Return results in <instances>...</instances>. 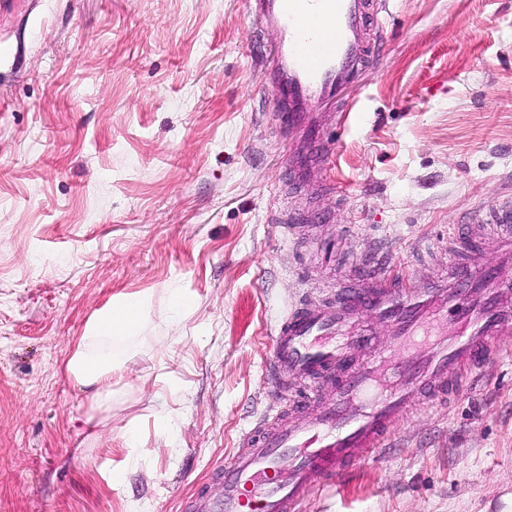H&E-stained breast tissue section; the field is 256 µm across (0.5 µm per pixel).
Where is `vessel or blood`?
<instances>
[{
	"label": "vessel or blood",
	"mask_w": 512,
	"mask_h": 512,
	"mask_svg": "<svg viewBox=\"0 0 512 512\" xmlns=\"http://www.w3.org/2000/svg\"><path fill=\"white\" fill-rule=\"evenodd\" d=\"M388 0H251L253 20L274 32L277 46L268 83L285 116L284 132L320 134L315 104L336 97L363 66L368 25ZM501 243L496 265L470 249L454 276L428 288L369 268L368 287L336 302L293 309L275 328L269 366L275 378L339 380L304 424L274 414L244 434L220 470L223 493L202 492L182 512H300L317 489H340L350 469L388 447L414 399H447L501 346L512 324V203L486 213ZM376 316L393 336L365 363L360 321Z\"/></svg>",
	"instance_id": "vessel-or-blood-1"
}]
</instances>
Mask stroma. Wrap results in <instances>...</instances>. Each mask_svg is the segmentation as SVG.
I'll return each mask as SVG.
<instances>
[{"instance_id": "1", "label": "stroma", "mask_w": 512, "mask_h": 512, "mask_svg": "<svg viewBox=\"0 0 512 512\" xmlns=\"http://www.w3.org/2000/svg\"><path fill=\"white\" fill-rule=\"evenodd\" d=\"M249 0H18L0 14V512H180L281 397L299 303L386 249L425 288L453 226L512 196V0H389L360 76L283 133ZM126 371H65L90 317ZM303 512H512V356L412 403ZM146 300L139 296L112 299L89 320L83 336L75 341L66 371L83 386H97L101 393H112V374L121 376L125 360L118 355L94 354L90 345L98 338L134 335L140 328Z\"/></svg>"}]
</instances>
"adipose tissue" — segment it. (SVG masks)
Listing matches in <instances>:
<instances>
[{
	"label": "adipose tissue",
	"instance_id": "ef3b65f1",
	"mask_svg": "<svg viewBox=\"0 0 512 512\" xmlns=\"http://www.w3.org/2000/svg\"><path fill=\"white\" fill-rule=\"evenodd\" d=\"M146 301L139 296H127L107 304L86 325L83 336L74 345L66 364V371L83 386H95L102 392L112 390V378L122 374L125 362L112 354H95L92 342L102 337L130 336L135 334L143 321Z\"/></svg>",
	"mask_w": 512,
	"mask_h": 512
}]
</instances>
